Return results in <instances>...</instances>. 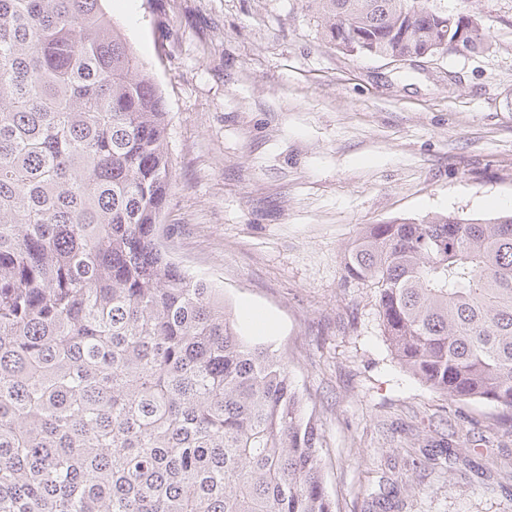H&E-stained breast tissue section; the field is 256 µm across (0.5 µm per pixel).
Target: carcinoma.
I'll use <instances>...</instances> for the list:
<instances>
[{"mask_svg":"<svg viewBox=\"0 0 512 512\" xmlns=\"http://www.w3.org/2000/svg\"><path fill=\"white\" fill-rule=\"evenodd\" d=\"M104 0H0V512H336L285 357L168 258L166 100ZM305 0L347 55L431 58L474 4ZM398 363L512 417V212L346 250Z\"/></svg>","mask_w":512,"mask_h":512,"instance_id":"obj_1","label":"carcinoma"}]
</instances>
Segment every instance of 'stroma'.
Wrapping results in <instances>:
<instances>
[{
	"instance_id": "obj_1",
	"label": "stroma",
	"mask_w": 512,
	"mask_h": 512,
	"mask_svg": "<svg viewBox=\"0 0 512 512\" xmlns=\"http://www.w3.org/2000/svg\"><path fill=\"white\" fill-rule=\"evenodd\" d=\"M161 90L169 255L287 357L338 512H512V423L403 369L344 254L366 225L512 210V0H478L476 52L348 56L304 0H106ZM452 447L487 470L451 484ZM408 477L391 510L378 499Z\"/></svg>"
}]
</instances>
